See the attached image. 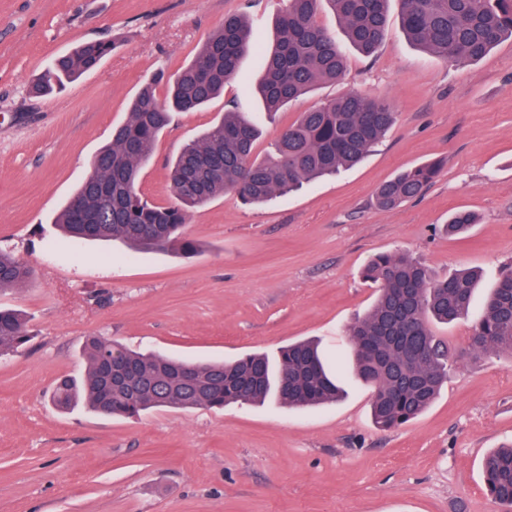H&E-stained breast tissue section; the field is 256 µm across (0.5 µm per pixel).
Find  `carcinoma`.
Listing matches in <instances>:
<instances>
[{"instance_id":"carcinoma-1","label":"carcinoma","mask_w":512,"mask_h":512,"mask_svg":"<svg viewBox=\"0 0 512 512\" xmlns=\"http://www.w3.org/2000/svg\"><path fill=\"white\" fill-rule=\"evenodd\" d=\"M328 2L348 41L372 54L385 39L389 0H286L276 21L265 74L256 86L276 112L321 83L338 80L344 57L336 37L316 23ZM402 27L416 45L444 60L477 61L500 42L512 39V0H400ZM251 46V27L242 14L224 24L177 74L157 72L141 87L127 119L112 130V142L95 156L91 170L56 224L76 240L120 239L136 250L171 249L186 254L196 244L181 233L188 209L228 193L246 204H263L300 189L316 178L358 163L390 131L395 113L385 101L347 94L301 113L283 128L263 156L255 155L260 131L241 113L228 111L201 137L186 144L170 164L173 201L154 204L139 192L143 170L159 136L175 112L207 105L235 79ZM108 39L84 41L57 56L33 91L49 95L99 67L112 52ZM166 83L164 98L156 85ZM435 164L403 171L376 191L382 209H394L420 195L435 178ZM475 217L451 216L448 235L466 233ZM29 265L0 251V293L32 276ZM364 278L376 291L368 311L348 329L346 365L371 389V417L382 430L415 419L437 398L448 379L453 354L436 336L430 320L452 323L472 307L477 277L466 271L444 281L405 254L370 260ZM30 340L20 313L0 307V356L18 352ZM507 351L512 355V270L485 298L472 326L470 356ZM85 375L61 378L53 405L67 410L79 403L105 416H137L154 407L222 408L260 405L273 398L290 408L338 401L343 390L313 341L282 348L276 358L247 355L233 361L197 363L129 351L102 336H87L81 348ZM190 373L194 386L181 376ZM482 469L488 495L512 508V446L485 455Z\"/></svg>"}]
</instances>
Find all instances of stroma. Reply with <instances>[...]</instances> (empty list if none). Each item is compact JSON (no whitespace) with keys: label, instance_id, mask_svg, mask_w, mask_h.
<instances>
[{"label":"stroma","instance_id":"35a3bbf8","mask_svg":"<svg viewBox=\"0 0 512 512\" xmlns=\"http://www.w3.org/2000/svg\"><path fill=\"white\" fill-rule=\"evenodd\" d=\"M283 0H0V250L33 278L0 294L30 342L0 357V512H503L488 495L483 456L512 443V358L467 356L472 320L432 323L457 360L421 416L378 430L370 390L317 408L278 403L103 417L61 413L55 382L81 374L94 334L143 353L195 361L276 354L319 340L329 360L374 300L362 277L382 253L418 258L432 276L478 274L485 297L512 267V40L473 62L412 44L392 0L373 56L345 47L346 69L282 112L250 94ZM246 12L255 49L206 108L175 115L139 189L171 201L168 162L218 121L248 113L265 153L299 113L346 93L387 100L395 124L357 165L263 205L233 195L193 209L188 257L121 241L73 243L55 224L156 71L175 73L226 14ZM109 38L111 54L60 93L31 86L79 43ZM440 163L424 192L397 208L375 203L395 174ZM478 222L446 235L450 213Z\"/></svg>","mask_w":512,"mask_h":512}]
</instances>
